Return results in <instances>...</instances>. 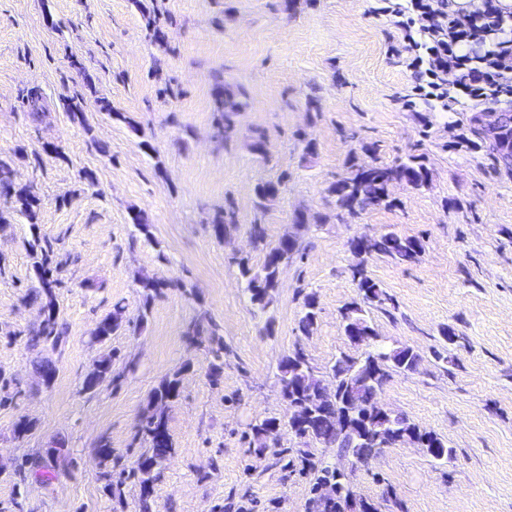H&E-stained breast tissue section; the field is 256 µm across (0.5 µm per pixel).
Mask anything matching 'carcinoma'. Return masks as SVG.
<instances>
[{
	"instance_id": "1",
	"label": "carcinoma",
	"mask_w": 512,
	"mask_h": 512,
	"mask_svg": "<svg viewBox=\"0 0 512 512\" xmlns=\"http://www.w3.org/2000/svg\"><path fill=\"white\" fill-rule=\"evenodd\" d=\"M214 107L219 113L217 118L218 134L224 137L234 130V117L240 111L242 103L238 94L229 90L224 83L216 84ZM429 178V169L421 156H411L393 166H369L355 169L349 177L337 182L333 191L336 193L338 208L351 215L382 204H388L387 186L392 180L406 182L413 188L423 186ZM287 176L282 175L275 181L258 186L256 195L259 208L273 201L285 188ZM0 226L11 223L13 216L20 214L28 223L39 224V213L42 199L34 184H18L15 182V170L11 156L0 153ZM237 228L233 215L219 210L212 219V230L216 238L222 240ZM294 241L281 247L277 244L268 247L265 262L258 271L253 270L244 259L239 260L240 275L246 281V289L250 302L260 309L268 307L273 293L278 286L281 266L297 256L303 255L300 232L305 228V217H297ZM351 251L359 262L351 267L353 281L359 292V300L347 304L341 311L344 328L351 326L364 334H370L361 363H369L374 373L362 376L353 370L355 357L342 353L329 367L336 383V398L324 396L321 380L316 370L310 365L308 357L300 347L294 348L279 364V383L283 397L298 401L316 402L313 416L307 421L296 423L289 420L295 438L303 444L301 448H273L274 455L286 460L285 467L295 471L302 465L301 472H314L315 482L336 478V469L329 466L314 467L309 462V450L306 446L313 443L323 448H336L339 453L356 459L360 466L368 465L381 448H391L400 437H413L418 447L434 462H443L452 455V449L433 432L426 430L406 416L392 411L379 404L377 395L393 372H414L417 370L421 357L410 347L389 348L379 342L374 334V327L366 317V308L382 302L383 291L364 267L367 256L382 255L400 264L417 261L422 251L421 243L396 232L388 231L365 239L353 240ZM35 257L34 272L39 287L33 288L25 295L26 303L36 305L45 312L43 327L29 333L28 343L33 348L48 344L56 347L66 334L63 324L59 321L56 304V288L61 285L54 273L68 263V257L56 252L50 243L31 245ZM144 308H149L155 298L161 296L172 283L153 275L142 274L138 278ZM318 306L315 294L304 297L303 313L298 323L302 335H309L316 325ZM124 307L117 303L112 312L104 316L92 332V338L104 343L122 326ZM187 336L194 343L208 341L211 346L213 361L210 364V377L217 382L224 374V338L210 314L203 312L190 324ZM112 373V353L103 354L96 360L83 381V390L92 392ZM179 374L164 379L150 394L146 410L143 414L140 431L149 444L146 453L142 454L134 467L121 470L119 479H113L112 470L107 469L100 475L105 488L113 491L128 479H135L141 488V512H150V497L154 484L161 477L165 461L173 452V443L168 433L166 410L168 404L179 396ZM353 391L360 403V412L372 409L370 420L373 427L361 434L351 426L347 429L336 426V417L343 410L341 395ZM275 422L273 418L258 419L250 425L249 445L257 452L267 451L264 433Z\"/></svg>"
}]
</instances>
